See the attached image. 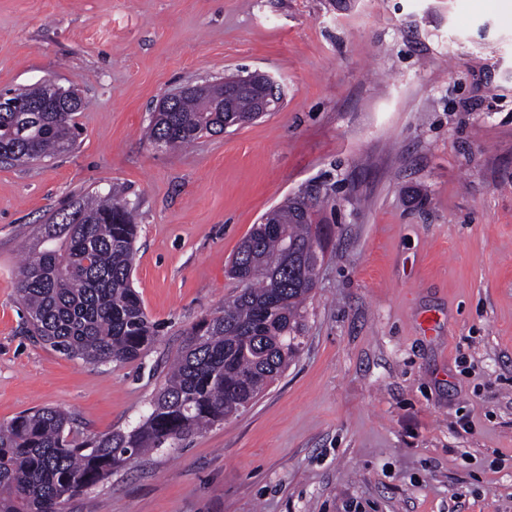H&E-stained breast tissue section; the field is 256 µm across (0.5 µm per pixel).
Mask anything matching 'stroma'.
Here are the masks:
<instances>
[{"label":"stroma","instance_id":"obj_1","mask_svg":"<svg viewBox=\"0 0 512 512\" xmlns=\"http://www.w3.org/2000/svg\"><path fill=\"white\" fill-rule=\"evenodd\" d=\"M263 71L275 112L148 144L160 95ZM87 103L72 151L0 165V423L87 433L147 413L182 332L238 292L262 216L326 195L324 259L288 368L183 448L60 512H512V19L497 0H0V90ZM135 208L133 286L162 330L92 365L24 328L18 245L70 200Z\"/></svg>","mask_w":512,"mask_h":512}]
</instances>
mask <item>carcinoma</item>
Here are the masks:
<instances>
[{"label":"carcinoma","mask_w":512,"mask_h":512,"mask_svg":"<svg viewBox=\"0 0 512 512\" xmlns=\"http://www.w3.org/2000/svg\"><path fill=\"white\" fill-rule=\"evenodd\" d=\"M218 84L153 112L149 143L188 146L224 131ZM77 98L67 112H0V162L12 166L69 151L79 136ZM305 198L278 206L277 224H257L227 270L241 290L184 340L151 411L129 431L84 434L55 407L0 423V512H58L61 501L112 476L128 461L176 449L252 402L300 350L306 301L323 253L321 229L304 219ZM118 192L77 199L43 225L25 253L17 293L28 332L94 365L143 358L160 335L132 287L137 225Z\"/></svg>","instance_id":"cac0c4a2"}]
</instances>
